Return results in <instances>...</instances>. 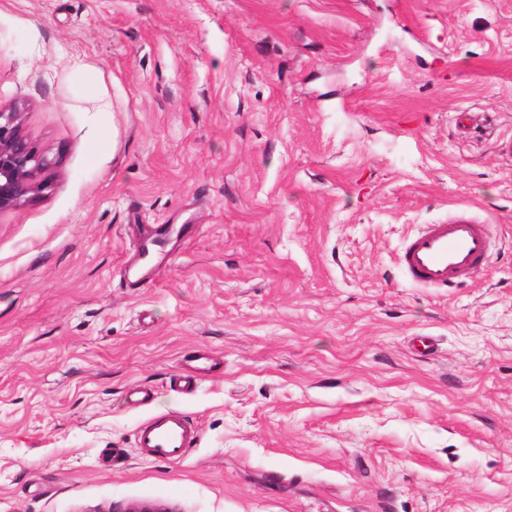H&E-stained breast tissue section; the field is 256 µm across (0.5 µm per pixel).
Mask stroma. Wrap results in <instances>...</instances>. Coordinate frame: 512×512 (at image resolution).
<instances>
[{
    "label": "stroma",
    "instance_id": "35a3bbf8",
    "mask_svg": "<svg viewBox=\"0 0 512 512\" xmlns=\"http://www.w3.org/2000/svg\"><path fill=\"white\" fill-rule=\"evenodd\" d=\"M15 103L57 165L0 214V512H512V0H0ZM458 215L488 263L406 281ZM489 239L483 224L458 217L425 224L404 243L399 263L406 277L424 288H453L486 262ZM189 365L185 373L178 378V387L183 394H190L196 387L198 379L206 374H210L215 366L216 361L208 354H200L195 357ZM199 428L190 415L182 411L153 414L136 430L135 446L143 457L158 462L181 459L197 441Z\"/></svg>",
    "mask_w": 512,
    "mask_h": 512
}]
</instances>
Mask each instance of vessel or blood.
Returning <instances> with one entry per match:
<instances>
[{"instance_id": "1", "label": "vessel or blood", "mask_w": 512, "mask_h": 512, "mask_svg": "<svg viewBox=\"0 0 512 512\" xmlns=\"http://www.w3.org/2000/svg\"><path fill=\"white\" fill-rule=\"evenodd\" d=\"M489 251L484 225L458 217L440 224H427L410 236L399 255L406 277L413 283L435 289L453 288L468 281L483 267ZM215 360L207 354L195 357L178 386L190 394L198 379L211 373ZM199 428L190 415L181 411L153 414L136 430L135 446L143 457L172 462L181 459L198 438Z\"/></svg>"}]
</instances>
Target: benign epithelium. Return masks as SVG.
<instances>
[{"mask_svg": "<svg viewBox=\"0 0 512 512\" xmlns=\"http://www.w3.org/2000/svg\"><path fill=\"white\" fill-rule=\"evenodd\" d=\"M24 109L0 107V214L12 210L46 189L38 174L55 162L31 145L23 130Z\"/></svg>", "mask_w": 512, "mask_h": 512, "instance_id": "benign-epithelium-1", "label": "benign epithelium"}]
</instances>
